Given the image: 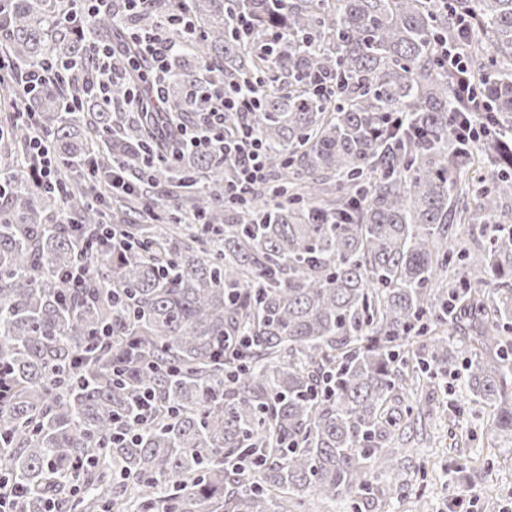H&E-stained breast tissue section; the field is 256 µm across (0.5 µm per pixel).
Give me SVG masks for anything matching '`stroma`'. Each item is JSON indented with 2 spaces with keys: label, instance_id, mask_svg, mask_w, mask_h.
Masks as SVG:
<instances>
[{
  "label": "stroma",
  "instance_id": "stroma-1",
  "mask_svg": "<svg viewBox=\"0 0 512 512\" xmlns=\"http://www.w3.org/2000/svg\"><path fill=\"white\" fill-rule=\"evenodd\" d=\"M470 356L458 345L446 376L448 400L426 422L437 442L412 434L399 483L379 482L386 512H408L418 494L425 512H505L512 505V442L494 433L491 410L463 388Z\"/></svg>",
  "mask_w": 512,
  "mask_h": 512
}]
</instances>
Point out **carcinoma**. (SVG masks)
I'll return each mask as SVG.
<instances>
[{"label": "carcinoma", "mask_w": 512, "mask_h": 512, "mask_svg": "<svg viewBox=\"0 0 512 512\" xmlns=\"http://www.w3.org/2000/svg\"><path fill=\"white\" fill-rule=\"evenodd\" d=\"M71 10L8 0L0 15V475L25 489L22 512H307L311 497L397 483V464L373 463L448 394L460 335L469 393L512 437V225L498 214L512 197V0H154L93 16L85 28L126 58L122 29L201 21L171 33L167 108L191 123L190 91H254L288 197L276 205L265 188L224 202L218 149L148 164L169 149L152 112L126 127L94 101L72 111L81 82L53 69L29 87L21 73L47 60L88 58ZM467 14L468 65L500 128L475 152L449 136L474 105L434 55ZM40 136L50 183L26 162ZM89 157L140 191L112 197ZM162 182L176 191L159 203ZM105 220L131 246L83 243L80 225ZM474 221L472 258L459 232ZM78 264L94 274L72 288ZM144 387L158 412L136 423Z\"/></svg>", "instance_id": "obj_1"}]
</instances>
